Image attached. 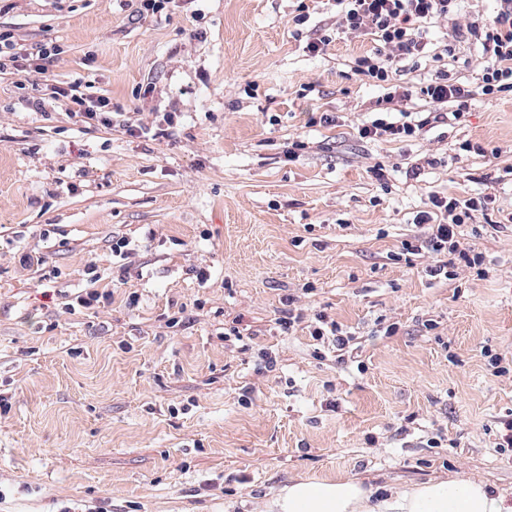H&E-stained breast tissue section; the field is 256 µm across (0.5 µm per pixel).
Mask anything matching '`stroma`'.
Segmentation results:
<instances>
[{"mask_svg":"<svg viewBox=\"0 0 512 512\" xmlns=\"http://www.w3.org/2000/svg\"><path fill=\"white\" fill-rule=\"evenodd\" d=\"M495 9L460 0L428 40ZM1 30L61 52L0 75V512H263L304 477L512 494L496 446L512 371L488 359L512 360V94L478 93L474 45L397 75L474 88L464 118L370 142L357 129L386 90L354 68L379 45L337 32L333 0H176L146 19L134 0H0ZM318 31L334 40L313 54ZM78 78L124 125L34 111L16 87ZM486 193L490 224L459 238L484 275L431 277L432 252L403 255L430 195ZM93 288L111 303L68 310ZM321 315L351 336L345 354L313 337Z\"/></svg>","mask_w":512,"mask_h":512,"instance_id":"1","label":"stroma"}]
</instances>
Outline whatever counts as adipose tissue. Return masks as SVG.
I'll use <instances>...</instances> for the list:
<instances>
[{
  "label": "adipose tissue",
  "mask_w": 512,
  "mask_h": 512,
  "mask_svg": "<svg viewBox=\"0 0 512 512\" xmlns=\"http://www.w3.org/2000/svg\"><path fill=\"white\" fill-rule=\"evenodd\" d=\"M266 512H512V500L478 480L430 481L372 498L354 480L301 479L271 497Z\"/></svg>",
  "instance_id": "ef3b65f1"
}]
</instances>
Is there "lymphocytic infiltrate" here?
Listing matches in <instances>:
<instances>
[{
    "instance_id": "f902f5d3",
    "label": "lymphocytic infiltrate",
    "mask_w": 512,
    "mask_h": 512,
    "mask_svg": "<svg viewBox=\"0 0 512 512\" xmlns=\"http://www.w3.org/2000/svg\"><path fill=\"white\" fill-rule=\"evenodd\" d=\"M338 30L372 37L381 43L383 51L376 56H364L358 61V74L377 84L393 85L394 96L410 98L420 94L431 103L432 122L461 119L474 92L463 84L450 82L445 73L434 78L419 91L395 84L402 62L424 54L427 44L423 37L424 24L448 18L458 0H334ZM492 18L471 22L465 32H454L451 43L443 51L453 55L456 42L472 41L480 50L482 95L494 98L512 94V0H498ZM52 99L65 102L69 114L90 126L112 127L114 115L109 98L89 92L88 86L75 80L53 85ZM494 198L484 194L476 197L432 195L429 210L420 212L417 224L424 233L404 242L405 253L415 254L429 249L437 257L427 267L429 276H448L450 268L463 265L477 269L483 264L480 254L459 249L457 237L462 226L473 223L477 215L487 214Z\"/></svg>"
}]
</instances>
